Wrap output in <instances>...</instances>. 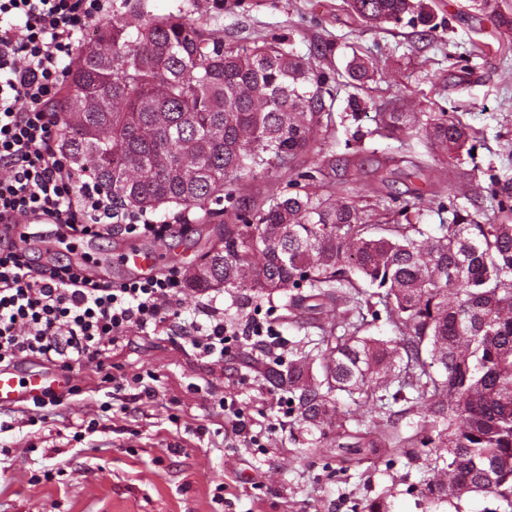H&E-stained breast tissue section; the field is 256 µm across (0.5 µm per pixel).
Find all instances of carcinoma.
Here are the masks:
<instances>
[{"mask_svg": "<svg viewBox=\"0 0 512 512\" xmlns=\"http://www.w3.org/2000/svg\"><path fill=\"white\" fill-rule=\"evenodd\" d=\"M349 6L372 24L433 21L425 0ZM347 70L374 77L357 55ZM325 81L283 38L226 46L200 18L114 0L53 105L59 146L76 183L106 191L120 222L163 212L219 225L186 287L222 290L239 308L282 295L278 319L294 326L296 310L317 301L321 336L286 357L259 351L265 379L288 393V416L329 438L323 447L387 457L424 448L439 475L422 491L431 502L483 495L512 509V186L493 191L498 222L454 210L437 235L368 223L351 198L319 192L322 165L294 166L329 128ZM378 128L398 140L412 130L402 112L379 113ZM424 131L447 154L470 140L445 112ZM269 174L286 189L252 196L245 178ZM365 308L396 336L363 334ZM362 410L373 429L341 442Z\"/></svg>", "mask_w": 512, "mask_h": 512, "instance_id": "obj_1", "label": "carcinoma"}]
</instances>
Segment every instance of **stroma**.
<instances>
[{
    "instance_id": "obj_1",
    "label": "stroma",
    "mask_w": 512,
    "mask_h": 512,
    "mask_svg": "<svg viewBox=\"0 0 512 512\" xmlns=\"http://www.w3.org/2000/svg\"><path fill=\"white\" fill-rule=\"evenodd\" d=\"M495 3L484 9L474 0H432L436 27L427 32L406 19L363 22L345 0H146V9L203 17L228 45L283 37L294 54L315 58L328 76L337 133L317 140L299 166L325 155L364 165L354 186L332 176L323 192L353 196L376 223L406 216L434 232L456 208L482 222L493 218L491 177L512 182V32L494 16L512 14V0ZM356 54L377 69L359 89L346 72ZM394 108L420 123L457 114L476 133L474 150L449 158L424 136L401 143L378 134L376 113ZM403 153L424 163L422 176L391 164ZM213 230L173 225L166 246L194 263ZM156 246L116 228L94 239L91 251L120 282L133 272L119 254ZM108 364V382L92 366H74L80 393L48 422L31 423L25 408H0V512H353L379 495L389 512L498 506L483 496L456 508L422 498L433 473L420 449L391 464L376 458L341 470L331 463L335 449L303 451L305 429L280 410L285 393L244 364L239 347L220 360L204 357L178 324L148 336L130 330ZM146 373L156 391L148 407L135 400L133 382ZM222 399L242 409L257 444L242 445Z\"/></svg>"
}]
</instances>
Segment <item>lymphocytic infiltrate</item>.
Masks as SVG:
<instances>
[{
	"label": "lymphocytic infiltrate",
	"instance_id": "obj_1",
	"mask_svg": "<svg viewBox=\"0 0 512 512\" xmlns=\"http://www.w3.org/2000/svg\"><path fill=\"white\" fill-rule=\"evenodd\" d=\"M107 0H0V229L18 216L66 227L72 238L102 236L85 197L77 193L59 127L51 110L68 77L84 31L106 11ZM177 271L119 284L95 280L73 264L33 266L17 247L0 248V366L38 357L68 369L103 364L128 329L147 334L173 317L183 287ZM184 333L207 357H223L230 342L268 347L279 342L272 325L229 327L215 302L198 307Z\"/></svg>",
	"mask_w": 512,
	"mask_h": 512
}]
</instances>
